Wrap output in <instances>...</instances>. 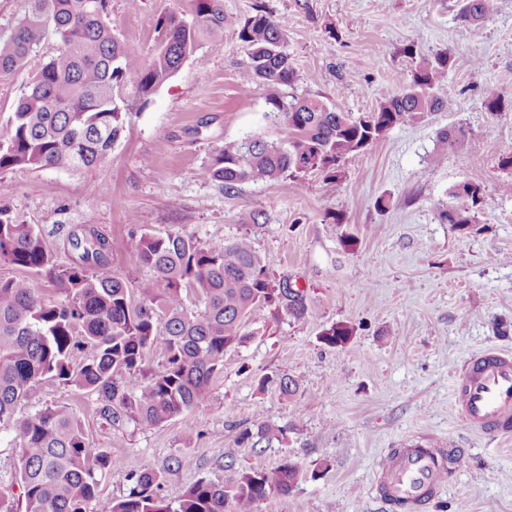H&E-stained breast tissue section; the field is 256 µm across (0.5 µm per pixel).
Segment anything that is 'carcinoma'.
<instances>
[{"instance_id":"1","label":"carcinoma","mask_w":512,"mask_h":512,"mask_svg":"<svg viewBox=\"0 0 512 512\" xmlns=\"http://www.w3.org/2000/svg\"><path fill=\"white\" fill-rule=\"evenodd\" d=\"M191 18L175 13L160 25V39L146 54L113 34L109 0H30L27 14L0 41V71L33 69V79L6 123L0 124V170L51 167L77 171L105 163L126 128L129 94L147 99L169 80L202 39L224 31L222 0H193ZM495 0H460V19L478 26ZM52 33L59 54L35 60L34 46ZM252 85L267 106L276 138L226 140L199 176L227 189L243 183L289 178L319 170L332 178L342 163L400 124L418 123L443 107L442 91L453 59L444 52L424 58L400 91L377 110L354 117L295 94L296 74L282 26L258 5L241 24ZM440 212L463 229L475 223L481 185L464 182ZM67 261L54 260L41 231L16 224L0 206V266L10 265L55 283L61 298H45L28 277H0V430L20 438L19 485L25 512H254L272 494L286 495L300 479L286 461L268 471L238 470L227 483L200 480L175 499L157 493L153 469L128 471L92 448L78 418L64 406L24 414L38 383L49 376L95 396L106 422L157 427L204 405L224 353L244 343L253 308L266 305L306 318L305 292L272 278L248 234L203 241L181 232L133 234L131 262L147 275L130 289L112 272V245L94 224L63 239ZM198 294L199 307L184 293ZM353 334L346 324L325 330L329 346ZM159 349L164 363L144 369L145 353ZM288 427L255 423L241 439L257 446L287 439ZM127 483L126 496L103 499L97 475Z\"/></svg>"}]
</instances>
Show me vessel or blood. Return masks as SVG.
<instances>
[{
  "label": "vessel or blood",
  "mask_w": 512,
  "mask_h": 512,
  "mask_svg": "<svg viewBox=\"0 0 512 512\" xmlns=\"http://www.w3.org/2000/svg\"><path fill=\"white\" fill-rule=\"evenodd\" d=\"M454 412L469 430L503 439L512 436V352L490 347L459 369L454 382ZM461 460L460 449L426 440L383 457L375 492L403 512L435 498Z\"/></svg>",
  "instance_id": "1"
}]
</instances>
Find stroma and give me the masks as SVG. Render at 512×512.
<instances>
[{"instance_id": "35a3bbf8", "label": "stroma", "mask_w": 512, "mask_h": 512, "mask_svg": "<svg viewBox=\"0 0 512 512\" xmlns=\"http://www.w3.org/2000/svg\"><path fill=\"white\" fill-rule=\"evenodd\" d=\"M284 29L297 93L343 112L377 109L398 92L421 58H453L445 107L427 120L389 130L351 156L341 178L319 171L302 185L283 179L225 190L199 177L225 140L269 136L260 93L244 96L251 76L238 39L256 2ZM224 31L204 39L147 101H134L123 138L92 169L15 167L0 172L11 190L13 220L38 228L61 249L77 224L102 227L112 241V270L128 284L145 275L126 250L131 233L179 231L203 240L249 234L276 277L307 292L297 320L255 308L251 337L227 350L209 400L158 427L111 425L85 390L48 378L26 410L56 404L81 420L97 451L124 467L153 469L160 493L179 496L198 480L227 482L239 470L297 463L304 478L256 512H396L372 486L381 458L431 438L459 448L458 469L420 512H512V439L467 430L452 410L463 363L495 346L512 351V108L488 111L483 89L512 97V0H496L479 32L458 17V0H223ZM191 0H110L114 35L151 50L160 23L190 13ZM465 129L441 145V132ZM447 150L442 164L433 155ZM480 184L477 222L440 223L455 186ZM265 224H250L252 212ZM352 327L345 345L322 340L335 324ZM299 379L295 400L276 380ZM289 427L287 441L252 446L240 432L253 422ZM14 431L0 433V490L19 501ZM180 466H171V458ZM234 468V469H235Z\"/></svg>"}]
</instances>
